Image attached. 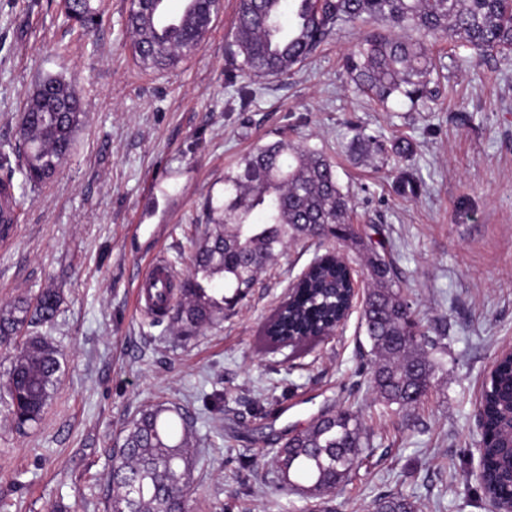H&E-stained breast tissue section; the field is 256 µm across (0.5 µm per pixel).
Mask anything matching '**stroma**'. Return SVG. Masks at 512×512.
<instances>
[{"label": "stroma", "instance_id": "1", "mask_svg": "<svg viewBox=\"0 0 512 512\" xmlns=\"http://www.w3.org/2000/svg\"><path fill=\"white\" fill-rule=\"evenodd\" d=\"M236 6L223 0L196 56L145 72L130 50L129 0H106V21L88 37L70 31L58 0H0V144L45 74L74 78L86 113L74 153L52 183L26 192L13 236L0 241V305L56 289L61 305L39 331L65 354L38 425L17 430L0 407V512H107L112 448L159 403L191 415L192 512H367L390 493L417 512H487L472 475L480 394L512 348V53L479 59L441 43L451 92L429 112H384L346 82L343 58L360 36L347 25L288 77L253 81L244 107L226 81ZM360 132L408 138L413 153L398 166L353 158L346 144ZM281 135L326 149L350 192L351 224L378 228L407 300L446 339L445 368L415 407L369 391L360 310L303 349L263 346L268 318L324 254L318 242L289 245L192 337L137 305L151 262L187 275L204 199L222 191L225 172ZM400 168L419 181L416 196L395 192ZM326 407L361 414L371 435L361 469L320 497L280 491L276 436Z\"/></svg>", "mask_w": 512, "mask_h": 512}]
</instances>
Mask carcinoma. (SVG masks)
Returning <instances> with one entry per match:
<instances>
[{
    "mask_svg": "<svg viewBox=\"0 0 512 512\" xmlns=\"http://www.w3.org/2000/svg\"><path fill=\"white\" fill-rule=\"evenodd\" d=\"M185 5L190 13L182 24L157 32L151 21L166 0H130L125 25L140 68L170 69L200 51L221 0H185ZM59 7L81 36L98 29L105 14L103 0H62ZM347 23L370 26L345 56L350 84L389 112L396 105L424 112L436 104L444 64L428 38L462 42L481 56L512 51V0H238L229 83L238 77L288 76ZM84 116L80 91L61 73L43 76L29 95L14 140L0 149V240L17 224L23 204L17 190L40 188L55 178L74 149ZM348 150L403 159L411 155L412 144L398 138L386 145L359 134ZM223 183V191L206 200L209 229L192 254L190 274L163 297L159 316L173 314L189 335L224 316V305L243 298L289 243L334 241L336 247L318 256L265 327L272 346L314 339L348 307L350 274L336 252L351 246L365 255L372 285L361 317L374 356L367 382L389 406L403 410L420 402L443 369L444 337L429 335L403 297L402 271L393 253L367 248L348 224L350 194L325 150L285 138L260 144L224 174ZM395 189L414 196L418 184L400 170ZM60 302L59 292L48 288L34 302L20 296L1 307L0 346L11 344L22 330L51 323ZM63 364V353L40 334L28 335L16 350L0 383V403L17 427L40 421ZM481 407L484 490L512 505V358L499 360ZM188 429V412L164 404L146 407L126 425L108 479L110 512H171L175 502L189 507ZM368 445L358 413L324 411L281 444L275 460L280 488L298 489L304 480L311 493L330 491L357 473ZM370 512H414V503L389 494L375 500Z\"/></svg>",
    "mask_w": 512,
    "mask_h": 512,
    "instance_id": "cac0c4a2",
    "label": "carcinoma"
}]
</instances>
